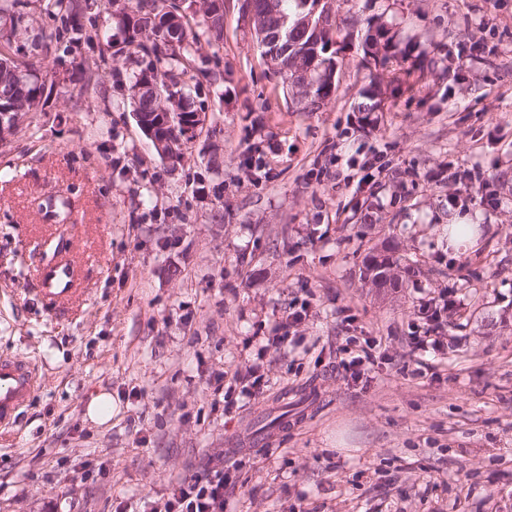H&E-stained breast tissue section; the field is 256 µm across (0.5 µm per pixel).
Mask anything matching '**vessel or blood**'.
<instances>
[{
  "label": "vessel or blood",
  "mask_w": 512,
  "mask_h": 512,
  "mask_svg": "<svg viewBox=\"0 0 512 512\" xmlns=\"http://www.w3.org/2000/svg\"><path fill=\"white\" fill-rule=\"evenodd\" d=\"M36 277L42 293L54 301L74 295L77 267L70 258L37 267ZM37 385L34 364L12 356H0V428L15 425L20 410L29 402Z\"/></svg>",
  "instance_id": "b4317fda"
}]
</instances>
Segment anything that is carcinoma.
<instances>
[{
  "label": "carcinoma",
  "instance_id": "obj_1",
  "mask_svg": "<svg viewBox=\"0 0 512 512\" xmlns=\"http://www.w3.org/2000/svg\"><path fill=\"white\" fill-rule=\"evenodd\" d=\"M202 13L204 27L195 30L186 16L180 14L173 0H134L132 6L111 13V23L122 35V44L135 49L146 67L135 75L131 85V99L136 112H179L188 122H195L198 107L192 90L183 80L190 66L192 51L201 39H218L224 29V0H193ZM258 14L269 26L278 30L280 41L272 40L264 47L263 55L271 56L274 72L287 86H299L302 95L301 111L316 112L336 91L332 81L336 69V30L340 22L326 16L319 35L300 24L310 12V0H255ZM30 0H0V106L10 109L0 113V123L8 131L17 128L20 120L36 112L47 101L48 74L41 73L26 54L15 49L17 36L27 31L24 26ZM45 10L53 18L54 26L46 36L44 47L55 43L63 52L71 53L83 43L93 40L83 21L80 0H47ZM318 52L316 69L309 76L298 75L299 55ZM364 59L370 66L384 65L389 56L407 59L412 48L400 47L395 34L386 25L376 27L374 34L366 35L362 47ZM104 55L81 58L75 68L81 75L78 95L91 96L96 92L99 71ZM154 83L161 96L138 94L142 83ZM365 274L374 285L398 282L401 274L413 276L415 269L402 263L397 249L386 247L374 250L362 261Z\"/></svg>",
  "mask_w": 512,
  "mask_h": 512
}]
</instances>
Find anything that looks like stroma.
<instances>
[{"label":"stroma","mask_w":512,"mask_h":512,"mask_svg":"<svg viewBox=\"0 0 512 512\" xmlns=\"http://www.w3.org/2000/svg\"><path fill=\"white\" fill-rule=\"evenodd\" d=\"M332 7L355 36L391 28L419 66L373 74L349 44L335 95L298 110L224 0L222 38L192 56L222 78L175 166L131 112L134 58L81 99L69 57L34 50L57 79L0 135V355L41 385L0 431V512H114L211 462L235 482L224 512H512V0ZM59 197L65 225L41 209ZM452 224L478 225V248L450 245ZM59 241L80 264L61 305L34 275ZM392 241L421 274L374 287L362 258ZM446 299L445 351L414 349L421 306ZM304 300L291 343L265 348ZM349 336L382 342L368 382L336 367ZM258 357L267 388L225 411ZM107 410L112 411V397L108 393H100L88 403L86 414L91 421L103 424L110 417Z\"/></svg>","instance_id":"1"}]
</instances>
